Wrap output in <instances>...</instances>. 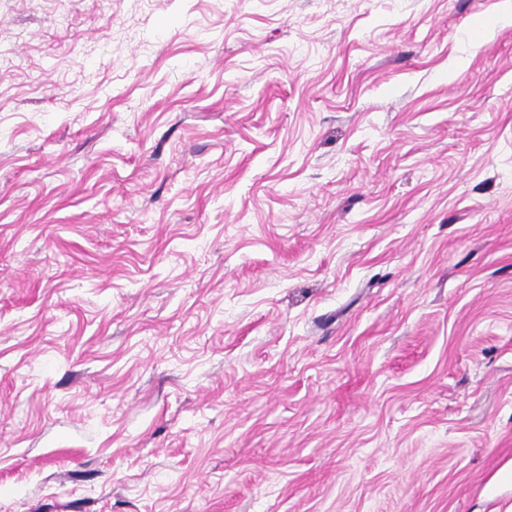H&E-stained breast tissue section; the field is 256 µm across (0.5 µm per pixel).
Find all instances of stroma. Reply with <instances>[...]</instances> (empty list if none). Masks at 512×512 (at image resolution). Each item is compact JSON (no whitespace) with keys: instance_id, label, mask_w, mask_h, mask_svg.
Returning a JSON list of instances; mask_svg holds the SVG:
<instances>
[{"instance_id":"obj_1","label":"stroma","mask_w":512,"mask_h":512,"mask_svg":"<svg viewBox=\"0 0 512 512\" xmlns=\"http://www.w3.org/2000/svg\"><path fill=\"white\" fill-rule=\"evenodd\" d=\"M499 0H0V512H512Z\"/></svg>"}]
</instances>
